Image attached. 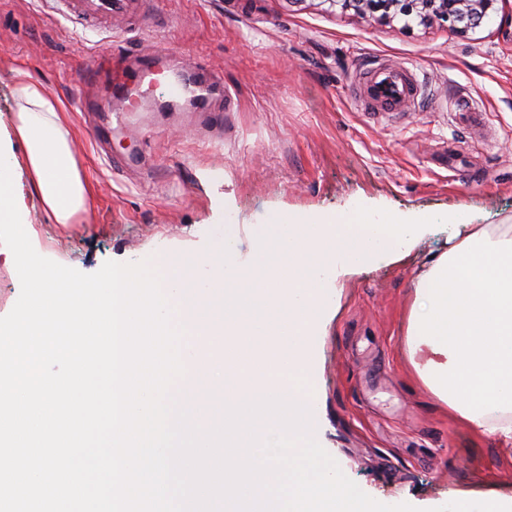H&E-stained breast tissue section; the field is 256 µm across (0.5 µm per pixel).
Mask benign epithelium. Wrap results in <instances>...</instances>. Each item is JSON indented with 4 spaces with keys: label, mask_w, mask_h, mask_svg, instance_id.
I'll return each instance as SVG.
<instances>
[{
    "label": "benign epithelium",
    "mask_w": 512,
    "mask_h": 512,
    "mask_svg": "<svg viewBox=\"0 0 512 512\" xmlns=\"http://www.w3.org/2000/svg\"><path fill=\"white\" fill-rule=\"evenodd\" d=\"M354 10L362 17L380 12L392 20L397 15L416 14L423 20L433 16L443 17L459 33H466L482 26L489 17V10L505 0H327Z\"/></svg>",
    "instance_id": "1"
}]
</instances>
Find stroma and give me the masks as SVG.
<instances>
[{
    "label": "stroma",
    "mask_w": 512,
    "mask_h": 512,
    "mask_svg": "<svg viewBox=\"0 0 512 512\" xmlns=\"http://www.w3.org/2000/svg\"><path fill=\"white\" fill-rule=\"evenodd\" d=\"M58 7L0 0V153H26L10 127L21 69L67 112L88 188L80 223L57 224L16 171L36 252L91 274L160 251L203 253L228 230L245 256L252 225L284 210L442 217L402 260L338 278L314 338V436L386 505L435 512L455 497H511L512 447L449 417L416 380L405 345L416 274L453 233L446 217L512 224V25L502 14L462 36L436 18L408 26L329 0H135L87 41ZM97 53L130 68L148 55L166 73L205 67L223 123L149 95L129 109L82 76ZM375 60L416 65L421 99L361 111L354 86ZM462 96L486 112L483 126L456 124ZM97 100L109 111H88Z\"/></svg>",
    "instance_id": "obj_1"
}]
</instances>
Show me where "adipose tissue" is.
Segmentation results:
<instances>
[{
	"label": "adipose tissue",
	"mask_w": 512,
	"mask_h": 512,
	"mask_svg": "<svg viewBox=\"0 0 512 512\" xmlns=\"http://www.w3.org/2000/svg\"><path fill=\"white\" fill-rule=\"evenodd\" d=\"M14 90L30 182L55 223H77L86 187L64 109L25 72ZM406 350L417 381L450 416L512 446V224H466L449 239L415 284Z\"/></svg>",
	"instance_id": "ef3b65f1"
}]
</instances>
